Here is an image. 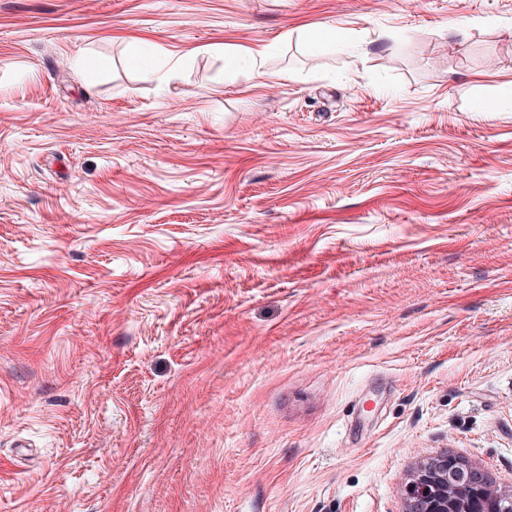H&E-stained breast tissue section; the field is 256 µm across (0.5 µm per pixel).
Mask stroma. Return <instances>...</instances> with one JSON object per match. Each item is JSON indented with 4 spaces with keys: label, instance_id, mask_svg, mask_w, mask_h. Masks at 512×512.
I'll list each match as a JSON object with an SVG mask.
<instances>
[{
    "label": "stroma",
    "instance_id": "1",
    "mask_svg": "<svg viewBox=\"0 0 512 512\" xmlns=\"http://www.w3.org/2000/svg\"><path fill=\"white\" fill-rule=\"evenodd\" d=\"M511 81L512 0H0V512L512 489ZM128 62L138 69L145 79H152L156 75L153 57L139 42H132L128 46ZM213 50L224 58V66L227 69H237L241 64L248 65L253 69H259L263 65L265 56L268 54L267 49L258 51L256 54H241L235 48H225L224 45H216ZM457 484L448 493V485ZM467 487L473 494L463 501L460 490ZM486 488L494 496L485 498ZM428 489V492H425ZM404 512H512V490H501L487 470L466 457L444 451L415 465L405 487Z\"/></svg>",
    "mask_w": 512,
    "mask_h": 512
}]
</instances>
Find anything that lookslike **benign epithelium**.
<instances>
[{
  "mask_svg": "<svg viewBox=\"0 0 512 512\" xmlns=\"http://www.w3.org/2000/svg\"><path fill=\"white\" fill-rule=\"evenodd\" d=\"M404 512H512V490L499 489L487 470L446 450L411 470Z\"/></svg>",
  "mask_w": 512,
  "mask_h": 512,
  "instance_id": "benign-epithelium-1",
  "label": "benign epithelium"
}]
</instances>
